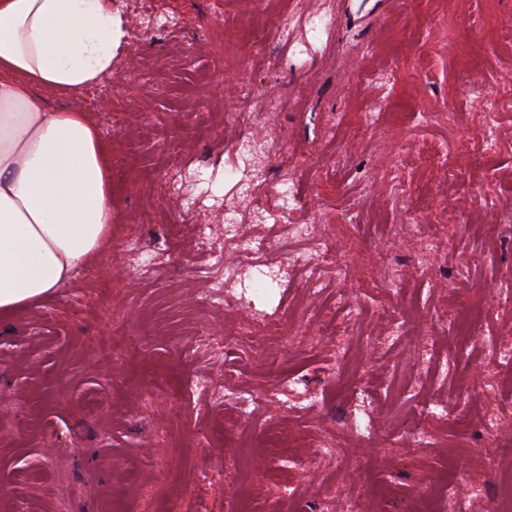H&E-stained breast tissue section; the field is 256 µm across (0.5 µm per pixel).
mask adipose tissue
I'll return each mask as SVG.
<instances>
[{
	"label": "adipose tissue",
	"instance_id": "adipose-tissue-1",
	"mask_svg": "<svg viewBox=\"0 0 512 512\" xmlns=\"http://www.w3.org/2000/svg\"><path fill=\"white\" fill-rule=\"evenodd\" d=\"M117 39L112 0H0V317L49 297L112 240L110 155L71 101L111 69Z\"/></svg>",
	"mask_w": 512,
	"mask_h": 512
}]
</instances>
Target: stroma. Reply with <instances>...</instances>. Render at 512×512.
<instances>
[{"label": "stroma", "instance_id": "1", "mask_svg": "<svg viewBox=\"0 0 512 512\" xmlns=\"http://www.w3.org/2000/svg\"><path fill=\"white\" fill-rule=\"evenodd\" d=\"M327 6L329 33L302 24L252 60L230 61L249 33L274 27L278 10L313 16ZM112 15L122 38L105 77L108 104L92 113L112 160V241L92 272L0 324V512H142L146 495L152 512L172 500L224 512V466L242 460L256 478L254 512H267L274 488L307 496L314 477L340 500L359 479L382 512H430L423 484L458 460L468 465L453 487L463 512H487L470 485L493 486L489 459L512 448V416L495 445L482 434L494 406L512 405V386L483 400L467 430L452 419L465 382L512 379V366L481 343L512 342V310L495 291L512 282V0H112ZM244 85L255 100H284L281 111L252 112L245 131L233 118ZM490 94L500 106L488 120ZM489 122L495 145L485 152ZM246 131L252 154L230 153ZM400 185L409 203L399 202ZM261 187L269 199L257 213ZM306 217L350 262L344 280L326 277L323 294L306 295L300 269L263 275L243 254L224 255V227L234 224L245 239L272 234L276 264L291 248L288 224ZM413 221L443 225L450 238L425 275L418 236L388 231ZM132 239L162 261L130 267ZM228 260L238 268L230 290L242 298L230 312L216 280ZM464 263L470 276L456 280ZM388 273L396 290L383 284ZM341 294L358 311L343 367L369 379L368 438L342 419L324 376L336 342L317 328ZM478 302L480 340L448 373L440 358L458 342L431 314ZM296 310L300 338L283 367L325 403L281 402L251 416L255 447L244 448L218 428L234 417L231 404L194 381L265 399L280 379L270 363L278 350L237 335L240 318ZM404 313L407 334L389 342ZM225 334L230 354L206 346ZM429 343L439 359L423 383L441 400L430 415L419 395L398 391ZM423 416L430 436L420 443L408 425ZM332 439L355 469L317 455Z\"/></svg>", "mask_w": 512, "mask_h": 512}]
</instances>
